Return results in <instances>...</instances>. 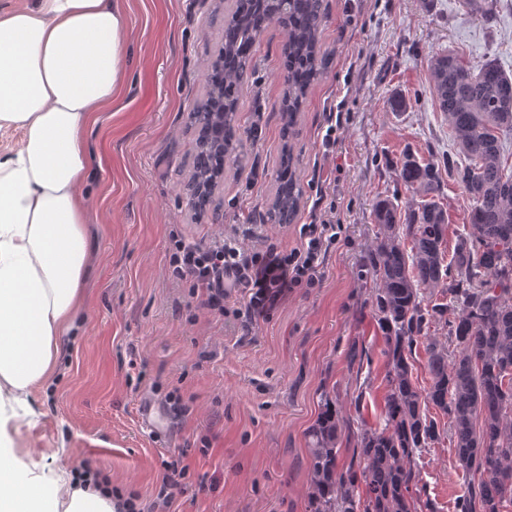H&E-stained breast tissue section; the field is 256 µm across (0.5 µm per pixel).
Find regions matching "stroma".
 <instances>
[{
	"instance_id": "1",
	"label": "stroma",
	"mask_w": 512,
	"mask_h": 512,
	"mask_svg": "<svg viewBox=\"0 0 512 512\" xmlns=\"http://www.w3.org/2000/svg\"><path fill=\"white\" fill-rule=\"evenodd\" d=\"M319 38L321 74L309 90L291 136L280 110L285 89L281 45L272 24L252 49L239 123L242 164L227 163L218 217L195 218L183 185L194 154L191 114L207 94V65L217 56L224 0H122L134 52L117 105L90 123L94 151L84 304L60 340L49 387L31 396V423H20L22 447L46 468L84 463L122 493L150 504L161 460L182 457L184 491L170 512H309L307 432L323 395L347 421L338 441L342 465L356 462L353 427L379 424L388 394L385 341L374 318L375 280L366 264L375 247L379 198H411L398 179L404 151L446 166L458 142L436 104L428 69L454 50L471 68L497 60L512 74V0H325ZM344 102L349 120L335 158L322 154L323 114ZM263 115L260 140L248 136ZM290 151L303 190L299 223L310 220L317 180L338 171L336 203L342 240L324 265L319 288H298L251 331L233 315L215 320L187 308L188 287L169 276L171 233L207 241L237 224L293 246L292 226L269 223L282 151ZM258 166L257 184L250 168ZM438 198L448 239L466 233L469 196L442 176ZM432 325L412 347L413 376L430 383L427 342L456 352L447 324ZM179 390L183 408L166 431L141 422L144 400L163 403ZM421 501L454 512L468 477L442 435L411 466Z\"/></svg>"
}]
</instances>
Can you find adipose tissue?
Segmentation results:
<instances>
[{"label":"adipose tissue","mask_w":512,"mask_h":512,"mask_svg":"<svg viewBox=\"0 0 512 512\" xmlns=\"http://www.w3.org/2000/svg\"><path fill=\"white\" fill-rule=\"evenodd\" d=\"M131 53L118 0H23L0 11V512H115L68 467L41 470L17 441L58 338L83 304L90 241L89 124Z\"/></svg>","instance_id":"obj_1"}]
</instances>
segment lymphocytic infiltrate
<instances>
[{
    "instance_id": "f902f5d3",
    "label": "lymphocytic infiltrate",
    "mask_w": 512,
    "mask_h": 512,
    "mask_svg": "<svg viewBox=\"0 0 512 512\" xmlns=\"http://www.w3.org/2000/svg\"><path fill=\"white\" fill-rule=\"evenodd\" d=\"M341 229L335 204L320 190L309 223L294 227L296 246L282 247L242 225L205 243L175 234L169 267L174 279L187 284L196 309L220 320L225 303H241L250 320L267 314L294 289L321 287L325 258L340 241Z\"/></svg>"
}]
</instances>
